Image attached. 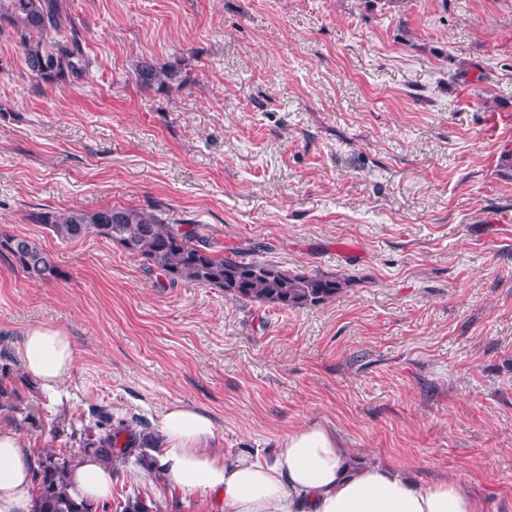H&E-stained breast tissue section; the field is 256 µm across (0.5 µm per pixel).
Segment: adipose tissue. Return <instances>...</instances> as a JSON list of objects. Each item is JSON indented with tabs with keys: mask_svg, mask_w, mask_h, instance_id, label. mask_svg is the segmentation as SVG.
<instances>
[{
	"mask_svg": "<svg viewBox=\"0 0 512 512\" xmlns=\"http://www.w3.org/2000/svg\"><path fill=\"white\" fill-rule=\"evenodd\" d=\"M15 352L46 392L57 391L77 361L70 337L45 324L28 327ZM158 435L153 455L167 482L215 495L224 512H487L485 499L457 479L421 483L400 467L354 459L338 432L319 423L288 432L269 460L227 457L216 448L211 418L179 403L161 411ZM36 466L25 435L0 415V512H32ZM69 491L102 503L112 480L97 461L81 460Z\"/></svg>",
	"mask_w": 512,
	"mask_h": 512,
	"instance_id": "ef3b65f1",
	"label": "adipose tissue"
}]
</instances>
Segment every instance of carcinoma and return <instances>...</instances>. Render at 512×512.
I'll return each mask as SVG.
<instances>
[{
  "label": "carcinoma",
  "mask_w": 512,
  "mask_h": 512,
  "mask_svg": "<svg viewBox=\"0 0 512 512\" xmlns=\"http://www.w3.org/2000/svg\"><path fill=\"white\" fill-rule=\"evenodd\" d=\"M69 0H0V27L13 31L24 65L39 90H62L87 73L92 59L80 28L69 12ZM143 85L164 84L177 79V71L157 69L147 62L136 68ZM65 242L89 236L121 245L142 259L148 268L164 272L171 281L209 286L224 291L234 301L271 303L283 309L321 304L343 293L346 280L336 277L291 273L276 265L247 259L235 252L211 249L201 244L193 229L169 224L161 211L107 206L98 210H45L29 215ZM8 253L28 277L50 282L61 273L50 255L27 237L1 233L0 253ZM27 388L19 374L17 359L0 338V413L12 418L22 430L38 429L57 438L65 433L66 418H58L50 429L41 427L34 407L25 402ZM95 423L78 430L70 427L71 447L44 451L37 455L33 472L35 490L33 512H100L107 506L76 499L69 493V473L85 455L115 469L133 458L150 473L161 476L155 460L145 449L158 447L159 438L138 430L137 419L112 422V412L94 411ZM115 512H150L139 497L115 503Z\"/></svg>",
  "instance_id": "carcinoma-1"
}]
</instances>
